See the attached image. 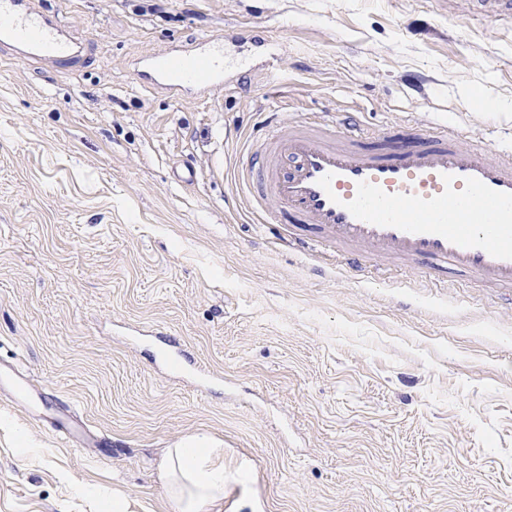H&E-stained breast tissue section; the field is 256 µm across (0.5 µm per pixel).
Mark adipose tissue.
Listing matches in <instances>:
<instances>
[{
	"label": "adipose tissue",
	"instance_id": "adipose-tissue-1",
	"mask_svg": "<svg viewBox=\"0 0 512 512\" xmlns=\"http://www.w3.org/2000/svg\"><path fill=\"white\" fill-rule=\"evenodd\" d=\"M161 471L170 485L176 512H210L224 501V451L209 447L206 439L166 449Z\"/></svg>",
	"mask_w": 512,
	"mask_h": 512
}]
</instances>
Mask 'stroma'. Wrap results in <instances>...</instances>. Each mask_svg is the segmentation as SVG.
I'll list each match as a JSON object with an SVG mask.
<instances>
[{
    "mask_svg": "<svg viewBox=\"0 0 512 512\" xmlns=\"http://www.w3.org/2000/svg\"><path fill=\"white\" fill-rule=\"evenodd\" d=\"M41 5L86 61L0 57V364L101 445L0 393V512H174L162 456L200 435L233 477L222 512H512L505 290L394 262L350 278L335 250L283 249L310 226L259 222L233 180L269 111L512 144V26L466 0ZM255 26L277 70L188 103L136 81L141 52ZM50 427L66 443H76L77 445L96 442L86 429L79 423L74 412L69 411L64 417L54 419L50 422Z\"/></svg>",
    "mask_w": 512,
    "mask_h": 512,
    "instance_id": "obj_1",
    "label": "stroma"
}]
</instances>
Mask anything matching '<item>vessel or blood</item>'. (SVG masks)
I'll use <instances>...</instances> for the list:
<instances>
[{
    "label": "vessel or blood",
    "instance_id": "b4317fda",
    "mask_svg": "<svg viewBox=\"0 0 512 512\" xmlns=\"http://www.w3.org/2000/svg\"><path fill=\"white\" fill-rule=\"evenodd\" d=\"M224 35L146 53L137 62L142 86L173 100L205 97L235 81L224 60ZM0 52L57 67L85 62L84 48L58 14L36 0H0ZM453 126L387 127L370 134L350 119L276 125L258 136L259 166L242 168L239 185L281 204L280 218L314 226V238L285 237L292 249L338 245L341 266L359 271L372 257L451 266L483 282L512 288V149L487 141L462 145ZM38 408L20 373L0 370V390ZM50 427L68 443L92 437L75 413Z\"/></svg>",
    "mask_w": 512,
    "mask_h": 512
}]
</instances>
